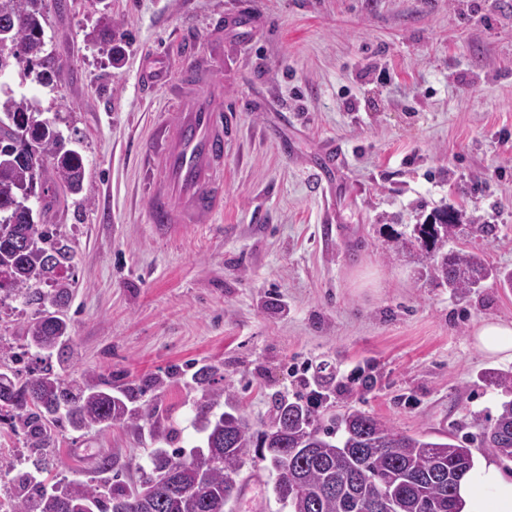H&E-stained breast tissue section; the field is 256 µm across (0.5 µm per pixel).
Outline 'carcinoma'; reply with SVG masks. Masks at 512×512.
<instances>
[{"label": "carcinoma", "instance_id": "cac0c4a2", "mask_svg": "<svg viewBox=\"0 0 512 512\" xmlns=\"http://www.w3.org/2000/svg\"><path fill=\"white\" fill-rule=\"evenodd\" d=\"M43 0H0V25L10 29L12 44L0 53V78L11 61L42 67L49 86L61 70L48 64L31 48L44 41ZM85 41L114 61L117 46L98 41L96 31ZM35 111L22 93L0 86V266L9 277L0 281L24 305L37 306V317L26 329V346L35 354L54 350L58 367L38 370L26 365L24 356L0 353V418L20 433L27 447L50 449L55 427L65 423L74 431L121 425L138 431L152 421L155 409L136 405L128 390L112 394L94 372L83 373L82 382L70 379L72 339L63 309L69 292L58 278L61 266L52 232L38 224L33 213L15 212L20 189L44 181L48 187L37 202L47 212L55 201L54 188L73 186L84 190L85 165L79 152L65 151L56 133L46 129L36 145L15 135L17 117ZM461 232L458 216L439 209L413 233L394 238L402 249L416 246L429 254L426 276L454 292L467 294L490 277L491 270L469 252L448 250V240ZM53 284L44 292L39 285ZM213 368L200 371L204 400L194 407L193 425L205 434L204 446L189 453L167 449L173 430L158 429L156 441L166 444L150 458L139 484L131 487L115 480L104 490L79 479H61L51 486L26 472L18 485L0 500V512H224L238 495L236 477L247 461L269 462L276 472L277 499L288 498L286 512H371L370 506L389 492L397 512H460V481L473 467L471 443L455 433L446 442H432L428 434H406L382 419L350 408L320 413L301 401L280 400L274 421L252 429L235 396L213 384ZM484 377L512 392V372L490 369ZM226 410H221V407ZM512 443V400L501 403L488 426L480 428L477 447L500 455L504 442Z\"/></svg>", "mask_w": 512, "mask_h": 512}]
</instances>
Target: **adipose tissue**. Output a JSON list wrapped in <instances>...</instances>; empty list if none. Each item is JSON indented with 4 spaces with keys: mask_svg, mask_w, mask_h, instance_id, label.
<instances>
[{
    "mask_svg": "<svg viewBox=\"0 0 512 512\" xmlns=\"http://www.w3.org/2000/svg\"><path fill=\"white\" fill-rule=\"evenodd\" d=\"M472 338L485 356L512 359L511 323L481 321ZM458 498L462 512H512V478L503 474L494 459H482L461 480Z\"/></svg>",
    "mask_w": 512,
    "mask_h": 512,
    "instance_id": "ef3b65f1",
    "label": "adipose tissue"
}]
</instances>
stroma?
Here are the masks:
<instances>
[{"label":"stroma","instance_id":"obj_1","mask_svg":"<svg viewBox=\"0 0 512 512\" xmlns=\"http://www.w3.org/2000/svg\"><path fill=\"white\" fill-rule=\"evenodd\" d=\"M104 9L124 50L116 66L85 42ZM239 10L248 31L223 25ZM44 14L45 54L63 79L42 86L20 63L8 82L85 163L84 192L40 218L69 252L73 367L155 407L136 432L59 427L57 476L111 482L98 466L107 455L135 482L157 426L201 445L192 410L204 366L256 425L324 363L336 377L327 405L436 439L488 424L506 395L483 374L512 360L483 356L471 332L512 322V289L488 281L459 296L420 277V251L391 238L452 206L495 232L449 249L512 269V0H45ZM153 56L170 87L142 85ZM194 59L232 116L224 208L165 239L137 145ZM331 143L345 163L317 177ZM35 316L1 299L0 345L21 351ZM357 367L373 388L348 381ZM238 480L234 512H279L269 470L247 465Z\"/></svg>","mask_w":512,"mask_h":512}]
</instances>
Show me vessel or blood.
Masks as SVG:
<instances>
[{
    "label": "vessel or blood",
    "mask_w": 512,
    "mask_h": 512,
    "mask_svg": "<svg viewBox=\"0 0 512 512\" xmlns=\"http://www.w3.org/2000/svg\"><path fill=\"white\" fill-rule=\"evenodd\" d=\"M178 98L179 111L159 113L139 145L143 166L159 173L148 206L150 221L162 235L198 223L223 203L224 107L187 86Z\"/></svg>",
    "instance_id": "b4317fda"
}]
</instances>
